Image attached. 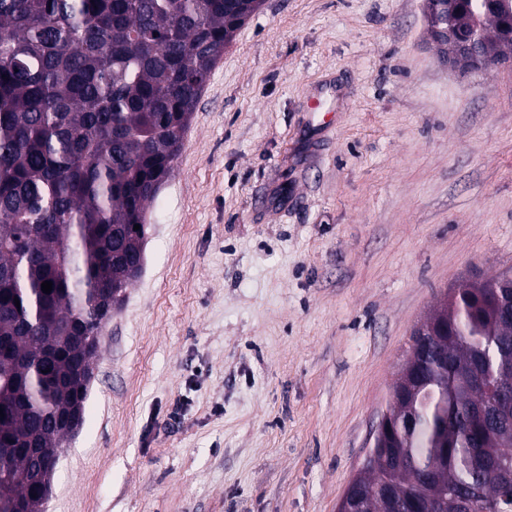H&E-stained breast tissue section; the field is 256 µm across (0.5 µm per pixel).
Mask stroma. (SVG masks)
<instances>
[{
	"instance_id": "stroma-1",
	"label": "stroma",
	"mask_w": 512,
	"mask_h": 512,
	"mask_svg": "<svg viewBox=\"0 0 512 512\" xmlns=\"http://www.w3.org/2000/svg\"><path fill=\"white\" fill-rule=\"evenodd\" d=\"M504 271L512 67H449L424 0H265L147 210L45 512H336L413 329ZM334 101L328 97H320L310 108L311 127L320 132L329 129L335 119Z\"/></svg>"
}]
</instances>
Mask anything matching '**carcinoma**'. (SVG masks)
Returning <instances> with one entry per match:
<instances>
[{
  "instance_id": "carcinoma-1",
  "label": "carcinoma",
  "mask_w": 512,
  "mask_h": 512,
  "mask_svg": "<svg viewBox=\"0 0 512 512\" xmlns=\"http://www.w3.org/2000/svg\"><path fill=\"white\" fill-rule=\"evenodd\" d=\"M264 0H0V487L42 512L41 458L56 418L84 407L103 316L144 258L146 210L170 176L212 69ZM431 19L465 14L480 67L502 56L483 0H428ZM140 229H134V225ZM44 281L52 290H41ZM500 279L464 284L448 335L423 352L417 423H394L399 455L362 468L366 512H512V325ZM20 305H15L14 300ZM86 337L87 350L66 337Z\"/></svg>"
}]
</instances>
